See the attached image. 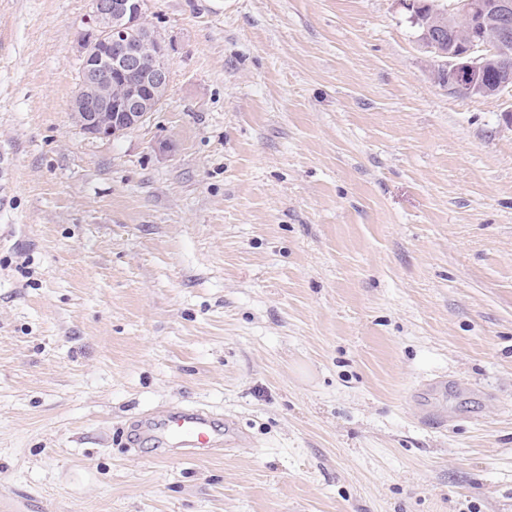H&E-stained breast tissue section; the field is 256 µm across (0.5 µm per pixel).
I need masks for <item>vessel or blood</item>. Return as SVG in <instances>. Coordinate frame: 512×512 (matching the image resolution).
Wrapping results in <instances>:
<instances>
[{
	"instance_id": "1",
	"label": "vessel or blood",
	"mask_w": 512,
	"mask_h": 512,
	"mask_svg": "<svg viewBox=\"0 0 512 512\" xmlns=\"http://www.w3.org/2000/svg\"><path fill=\"white\" fill-rule=\"evenodd\" d=\"M219 414L197 406L146 414L134 425L136 437L155 438L161 458L188 457L222 449Z\"/></svg>"
}]
</instances>
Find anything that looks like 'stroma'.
<instances>
[{
  "label": "stroma",
  "instance_id": "1",
  "mask_svg": "<svg viewBox=\"0 0 512 512\" xmlns=\"http://www.w3.org/2000/svg\"><path fill=\"white\" fill-rule=\"evenodd\" d=\"M90 0H0L9 512H512V93L399 0H151L167 98L69 118ZM243 435L157 459L129 424ZM221 415L197 406L146 414L133 425L137 439L155 438L163 446L159 457H188L224 449Z\"/></svg>",
  "mask_w": 512,
  "mask_h": 512
}]
</instances>
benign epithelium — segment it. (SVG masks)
<instances>
[{
    "label": "benign epithelium",
    "instance_id": "benign-epithelium-1",
    "mask_svg": "<svg viewBox=\"0 0 512 512\" xmlns=\"http://www.w3.org/2000/svg\"><path fill=\"white\" fill-rule=\"evenodd\" d=\"M496 17L485 0H451L419 24L417 42L442 58L448 89L475 98L512 91V0ZM81 38L82 63L70 118L89 138L110 139L139 126L169 89L167 64L148 56L167 47L145 23L143 0H90Z\"/></svg>",
    "mask_w": 512,
    "mask_h": 512
}]
</instances>
